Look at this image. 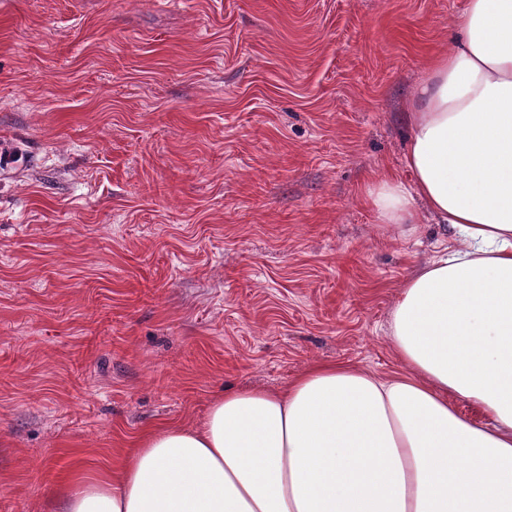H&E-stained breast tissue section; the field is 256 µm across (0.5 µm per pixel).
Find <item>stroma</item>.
Listing matches in <instances>:
<instances>
[{
	"mask_svg": "<svg viewBox=\"0 0 512 512\" xmlns=\"http://www.w3.org/2000/svg\"><path fill=\"white\" fill-rule=\"evenodd\" d=\"M465 0H0V512L313 364L401 370L383 231Z\"/></svg>",
	"mask_w": 512,
	"mask_h": 512,
	"instance_id": "obj_1",
	"label": "stroma"
}]
</instances>
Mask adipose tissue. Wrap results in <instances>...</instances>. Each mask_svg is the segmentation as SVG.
<instances>
[{
	"label": "adipose tissue",
	"mask_w": 512,
	"mask_h": 512,
	"mask_svg": "<svg viewBox=\"0 0 512 512\" xmlns=\"http://www.w3.org/2000/svg\"><path fill=\"white\" fill-rule=\"evenodd\" d=\"M406 118L408 175L369 204L456 245L402 286L401 372L313 364L225 391L201 425L143 432L118 474L69 479L62 512H512V0H465Z\"/></svg>",
	"instance_id": "obj_1"
}]
</instances>
